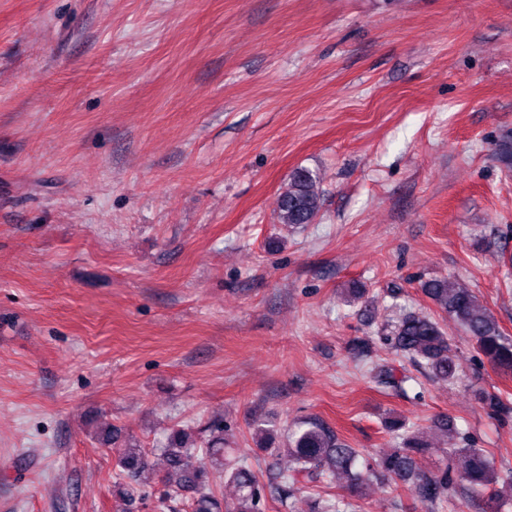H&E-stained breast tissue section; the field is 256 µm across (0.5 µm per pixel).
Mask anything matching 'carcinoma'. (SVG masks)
Instances as JSON below:
<instances>
[{"instance_id": "1", "label": "carcinoma", "mask_w": 512, "mask_h": 512, "mask_svg": "<svg viewBox=\"0 0 512 512\" xmlns=\"http://www.w3.org/2000/svg\"><path fill=\"white\" fill-rule=\"evenodd\" d=\"M323 205L320 178L307 169L292 175L279 199V222L288 225L315 223ZM423 294L443 313L454 317L475 342L476 350L499 372L512 376V339L503 336L490 311L469 289L457 286L451 279H427L421 283ZM384 340L396 353L416 364L425 365L429 376L437 381L451 382L459 371L448 336L434 317L406 312L389 326ZM489 414L508 417L512 407L498 394L481 397ZM256 448L278 459L288 457L289 467L276 473L275 490L287 496L295 490L319 486L336 475L344 476L351 489L360 492L370 477L381 475L402 482L411 495L422 503L436 505L448 500L460 483L482 492L503 482L512 488V476H502L494 460L482 448L460 447L450 450L449 464L435 471L424 472L416 455L426 447L422 432L405 431L401 447L374 459L365 457L351 447L337 432L318 418L298 422L279 440L275 424L266 419L254 423ZM100 443L119 448L117 466L129 483L117 485L122 500L132 499L138 480L149 469V460L142 449L125 443L119 433L107 427L97 436ZM166 464L168 496L185 491L192 493V512H220V502L212 488V474L224 475L236 495L226 512H263L266 485L255 470L244 462L224 457V426L210 427V438L199 441L186 429H176L167 443L159 447ZM351 504L330 499L314 501L311 512H347Z\"/></svg>"}]
</instances>
